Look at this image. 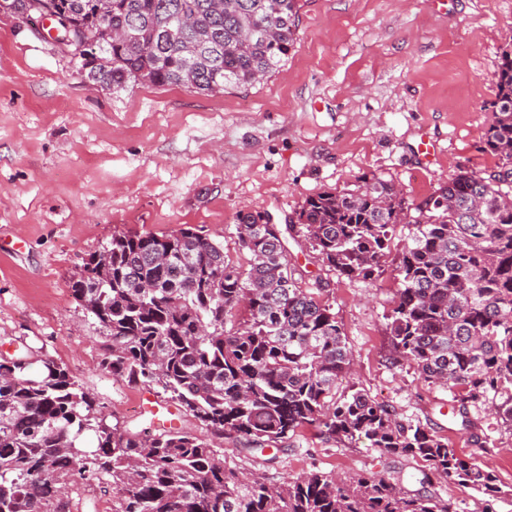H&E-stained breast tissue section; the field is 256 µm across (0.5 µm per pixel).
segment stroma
<instances>
[{"label":"stroma","mask_w":512,"mask_h":512,"mask_svg":"<svg viewBox=\"0 0 512 512\" xmlns=\"http://www.w3.org/2000/svg\"><path fill=\"white\" fill-rule=\"evenodd\" d=\"M285 64L246 88L95 83L69 50L0 11V357L64 363L110 421L137 431L152 416L140 388L103 372L102 332L72 297L78 265L113 232L170 233L190 225L223 242L230 258L237 216L293 221L304 201L357 189L377 176L419 204L458 168L495 167L484 133L501 54L512 45V0H300ZM436 151L424 154L422 143ZM409 234L397 225L381 273L327 271L302 234L288 232L298 283L322 284L353 356L337 393L365 391L403 422L448 440L494 471L512 512V432L492 405L472 410L474 446L448 389L393 355L387 316L394 267ZM238 470L270 483L320 471L381 473L409 490L424 462L359 439L343 445L305 427L284 448L225 443Z\"/></svg>","instance_id":"obj_1"}]
</instances>
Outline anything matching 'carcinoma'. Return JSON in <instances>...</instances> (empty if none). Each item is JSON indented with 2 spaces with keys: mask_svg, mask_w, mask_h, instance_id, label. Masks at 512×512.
Returning <instances> with one entry per match:
<instances>
[{
  "mask_svg": "<svg viewBox=\"0 0 512 512\" xmlns=\"http://www.w3.org/2000/svg\"><path fill=\"white\" fill-rule=\"evenodd\" d=\"M85 22L97 0H57ZM109 23L87 29L112 56V73L74 56L92 81L184 85L202 92L253 86L278 70L294 45L299 0H109ZM187 12L192 26L162 36ZM134 33L115 39L109 27ZM485 149L491 170L462 167L430 199L414 204L377 176L352 192L307 199L299 232L322 263L348 278L374 277L394 229L411 226L395 267L388 317L391 351L431 384L448 388L470 418L488 397L512 427V51L496 75ZM237 249L194 228L168 234L115 232L84 260L73 298L103 330L101 367L134 386L162 390L202 437L160 426L134 432L110 424L63 363L0 358V512H72L64 490L78 473L104 475L112 512H452L429 490L446 476L486 501L505 494L493 471L457 455L448 440L397 420L361 390L336 398L353 359L336 316L297 286L283 230L259 212L239 215ZM245 318L237 319L239 310ZM327 439L426 463L408 491L380 473L336 478L312 472L271 484L226 465L224 440L250 449L288 442L303 426ZM93 433L94 449L85 447Z\"/></svg>",
  "mask_w": 512,
  "mask_h": 512,
  "instance_id": "1",
  "label": "carcinoma"
}]
</instances>
